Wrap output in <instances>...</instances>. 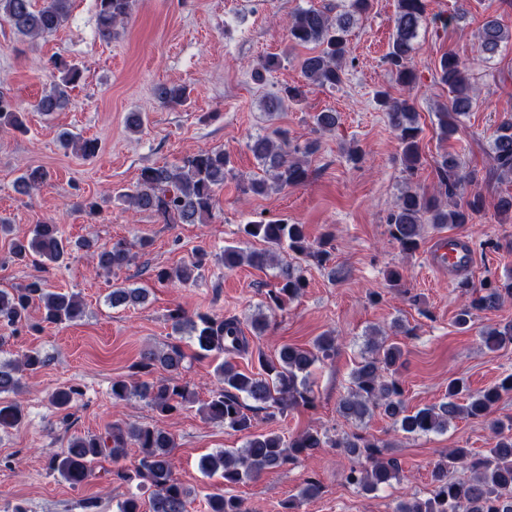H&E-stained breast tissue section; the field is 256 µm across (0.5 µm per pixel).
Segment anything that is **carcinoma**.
<instances>
[{"label":"carcinoma","instance_id":"cac0c4a2","mask_svg":"<svg viewBox=\"0 0 512 512\" xmlns=\"http://www.w3.org/2000/svg\"><path fill=\"white\" fill-rule=\"evenodd\" d=\"M72 0H0V17L6 18L14 32L28 39L51 34L65 25ZM371 0H342L337 6L325 4L298 8L288 21V40L296 46L313 44L317 52L300 61L301 72L309 83L334 88L345 75L350 56L349 32L370 9ZM99 34L110 39L117 27L129 17L133 0H97ZM427 25L425 0H397L394 33L387 62L397 85L410 91L418 82L412 64L420 30ZM479 50L485 61L493 60L500 50L512 45V29L496 17H488L478 33ZM60 74L59 81L45 92L36 109L46 114L62 109L68 101V90L82 79L81 68L61 57L51 60ZM438 81L448 87L449 102L436 112L444 139L453 137L461 120L472 111L476 96L468 67L454 53L443 54L437 67ZM166 105H180L190 96L183 85H161L155 91ZM377 103L387 112L389 123L401 149V163L409 175L423 165L420 147L421 128L413 104L407 98H396L386 89L376 92ZM337 114L318 112L312 116L316 132L335 129ZM0 128L26 130L25 113L7 94L0 93ZM65 148L83 156L98 153L95 139L80 138L69 131L59 134ZM263 175L242 184L246 194L264 196L304 183L309 177L308 157L317 149V142H293L288 132L275 128L271 133L257 134L247 143ZM492 166L489 173L500 180L512 179V117L503 119L493 130L490 140ZM234 176L229 156L222 149L200 150L187 156L180 166H145L135 185L119 192L118 199L126 209L149 213L166 224H205L212 215L216 191L224 180ZM437 187L429 193L410 184L397 196L387 218V232L407 254L417 252L428 228L442 229L468 224L485 210V198L476 190L464 193L463 186L478 182L474 173L464 174L460 160L453 152H444L436 162ZM48 172L40 167H27L17 179L22 194L41 187ZM494 216L499 224H512V194L497 197ZM247 241L261 243V248L246 251L229 245L216 255L228 271L247 263L258 268L277 269V287L267 293L264 307L250 317V326L257 336L269 326L268 314L284 310L288 302L298 298L308 286L302 263L310 258L323 266L330 260L332 234L326 233L317 243L309 240L305 226L290 224L284 219L251 221L240 225ZM133 245L117 241L98 245L93 238L71 241L63 237L59 225L52 221L34 225L23 237L11 240L10 253L19 262L47 268L57 264L74 251H93L97 267L115 274L131 265L135 258ZM207 253L173 268L155 270L158 281L182 284L202 278ZM459 288L466 303L458 311L455 324L466 329L474 317L512 299V274L476 287L468 281ZM146 289L112 286L107 300L113 307L134 305L145 298ZM41 309V321H30L33 307ZM85 306L78 295L54 292L46 288L44 279L35 277L16 288L0 289V324L34 331L42 324L61 325L80 321ZM173 332L188 336L198 355L221 358L216 367L217 384L209 398L199 407L205 418L224 424V428L245 435L241 448H224L203 456L200 469L207 477L219 476L224 486L233 487L260 475L284 468L302 457H312L322 448H339L347 456L359 460L350 467L346 480L365 493H373L400 480V465L385 454L387 445L357 433L342 432L333 437L328 431L308 428L285 437L273 431L258 429V416L273 421L289 410L315 408V397L306 379L315 364L335 357L336 337L325 334L311 346L286 344L272 357L260 351L257 371L244 372L236 359L249 353L250 342L235 317H217L197 312L193 315L180 306L169 311ZM490 350L512 344V323L489 327L482 333ZM185 352L180 342H172L162 350H146L132 366L137 380H112L111 396L115 403L138 398L160 416H171L196 402L195 393L180 384L173 374L183 365ZM47 358L38 350H29L20 358L0 361V395L17 392L20 374L33 373L44 367ZM405 364V351L400 342H369L368 354L361 357L350 376V388L338 403V413L347 423L361 422L374 412L392 421L396 430L407 437L428 435L448 429L460 418L487 416L503 396L512 393V374L499 383L477 393L469 391L462 379L448 380V394L438 403L408 409L403 396L400 371ZM165 376L152 377L157 369ZM73 387L59 388L49 395L50 404L58 410L70 406ZM24 407L19 401L0 400V431L6 432L24 422ZM492 446L483 453L469 448H453L435 461L431 470L432 489L426 498H402L393 512H512V419L497 420L491 425ZM138 449L139 459L130 474L120 462L127 448ZM174 437L158 425H127L114 422L102 434L75 435L68 446L54 454L48 463L73 487L95 477L94 464L109 459L113 468L105 473L122 482L137 481V487L151 489L148 501L131 492L119 504V512H187L193 492L173 478L172 450ZM467 470L465 480L448 478L454 470ZM320 493V485L309 479L299 494L283 504L284 512H299L302 502ZM208 512H246L244 500L227 493L207 495Z\"/></svg>","mask_w":512,"mask_h":512}]
</instances>
